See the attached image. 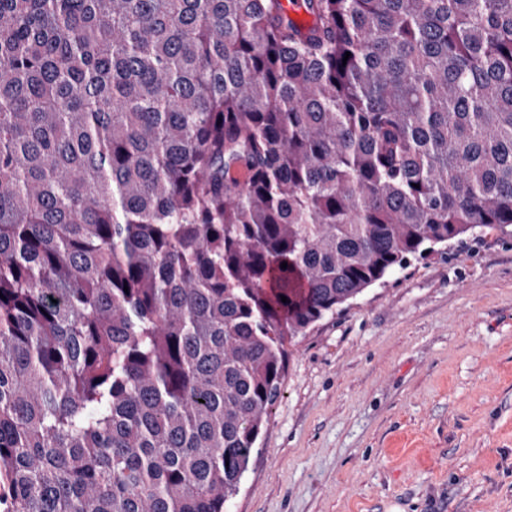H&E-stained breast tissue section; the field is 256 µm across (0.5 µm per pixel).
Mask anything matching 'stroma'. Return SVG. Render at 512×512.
Returning a JSON list of instances; mask_svg holds the SVG:
<instances>
[{"label": "stroma", "mask_w": 512, "mask_h": 512, "mask_svg": "<svg viewBox=\"0 0 512 512\" xmlns=\"http://www.w3.org/2000/svg\"><path fill=\"white\" fill-rule=\"evenodd\" d=\"M229 512H512V238L411 261L292 348Z\"/></svg>", "instance_id": "35a3bbf8"}]
</instances>
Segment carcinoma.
Here are the masks:
<instances>
[{"mask_svg":"<svg viewBox=\"0 0 512 512\" xmlns=\"http://www.w3.org/2000/svg\"><path fill=\"white\" fill-rule=\"evenodd\" d=\"M306 5L0 0V512H224L297 337L512 236V0Z\"/></svg>","mask_w":512,"mask_h":512,"instance_id":"1","label":"carcinoma"}]
</instances>
